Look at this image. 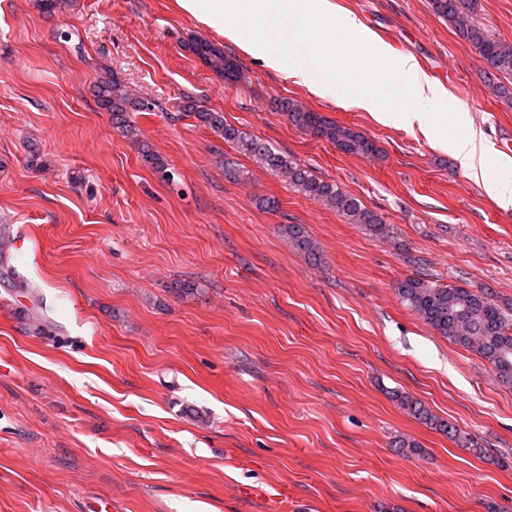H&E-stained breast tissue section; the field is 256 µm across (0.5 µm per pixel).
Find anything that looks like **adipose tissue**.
<instances>
[{
  "label": "adipose tissue",
  "instance_id": "ef3b65f1",
  "mask_svg": "<svg viewBox=\"0 0 512 512\" xmlns=\"http://www.w3.org/2000/svg\"><path fill=\"white\" fill-rule=\"evenodd\" d=\"M182 11L235 42L272 70L320 97L369 113L383 124L419 126L447 142L465 172L501 207H512V176L489 177L494 159L467 110L451 101L409 55L393 53L358 17L336 13L331 0H177ZM407 98L395 107V98ZM445 103L444 121L426 105ZM459 133L448 136L447 126Z\"/></svg>",
  "mask_w": 512,
  "mask_h": 512
}]
</instances>
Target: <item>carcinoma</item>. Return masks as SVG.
<instances>
[{
  "label": "carcinoma",
  "mask_w": 512,
  "mask_h": 512,
  "mask_svg": "<svg viewBox=\"0 0 512 512\" xmlns=\"http://www.w3.org/2000/svg\"><path fill=\"white\" fill-rule=\"evenodd\" d=\"M429 5L438 18L448 23L477 51L485 63L486 83L493 91L511 97L512 93L500 83V77L512 76V43L501 39L479 21V0H429ZM189 49L224 82L230 84L240 79L241 70L236 60L213 42L198 38L192 41ZM95 97L98 106L110 113L112 128L141 147L144 160L157 173L167 175V164L144 145L132 118L136 112L151 110L149 104L134 98L108 70L95 85ZM275 106L291 125L316 138L328 140L345 154L376 157L380 153L377 144L363 133L329 120L295 98L282 97L276 100ZM184 112L232 144L237 152L272 174L285 178L299 193L336 212L347 223L358 224L373 236L389 235L390 227L383 217L367 208L359 198L336 182L315 175L267 142L247 136L227 124L224 113L211 112L193 100L187 103ZM283 231L299 253L311 263H319L321 248L303 225L285 224ZM394 291L400 303L438 335L478 354L488 362L500 384L512 388V307H501L490 293L483 290L444 284L425 276L406 277L395 285ZM395 398L413 418L446 433L463 448L483 452L468 433L436 417L420 401L399 393Z\"/></svg>",
  "instance_id": "cac0c4a2"
}]
</instances>
